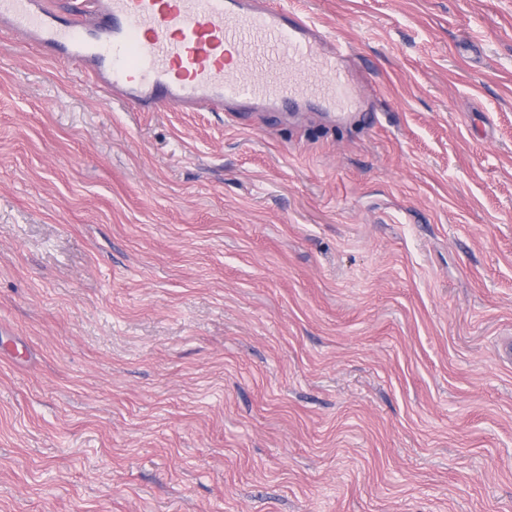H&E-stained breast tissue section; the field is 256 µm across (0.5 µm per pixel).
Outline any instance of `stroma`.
<instances>
[{
	"mask_svg": "<svg viewBox=\"0 0 512 512\" xmlns=\"http://www.w3.org/2000/svg\"><path fill=\"white\" fill-rule=\"evenodd\" d=\"M272 2L359 112L0 44V512H512V0Z\"/></svg>",
	"mask_w": 512,
	"mask_h": 512,
	"instance_id": "35a3bbf8",
	"label": "stroma"
}]
</instances>
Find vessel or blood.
Listing matches in <instances>:
<instances>
[{"label":"vessel or blood","instance_id":"obj_1","mask_svg":"<svg viewBox=\"0 0 512 512\" xmlns=\"http://www.w3.org/2000/svg\"><path fill=\"white\" fill-rule=\"evenodd\" d=\"M160 112L237 101L353 112L348 52L305 17L251 0H0V33Z\"/></svg>","mask_w":512,"mask_h":512}]
</instances>
